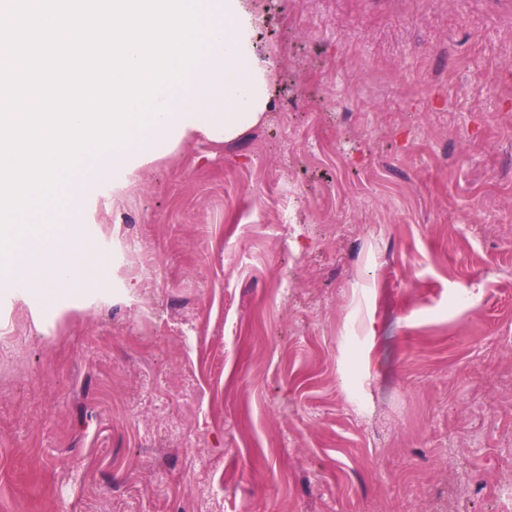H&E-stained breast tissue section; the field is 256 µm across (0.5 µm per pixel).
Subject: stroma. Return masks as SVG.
<instances>
[{"mask_svg":"<svg viewBox=\"0 0 512 512\" xmlns=\"http://www.w3.org/2000/svg\"><path fill=\"white\" fill-rule=\"evenodd\" d=\"M267 113L61 221L0 305V512H512V0H251Z\"/></svg>","mask_w":512,"mask_h":512,"instance_id":"35a3bbf8","label":"stroma"}]
</instances>
